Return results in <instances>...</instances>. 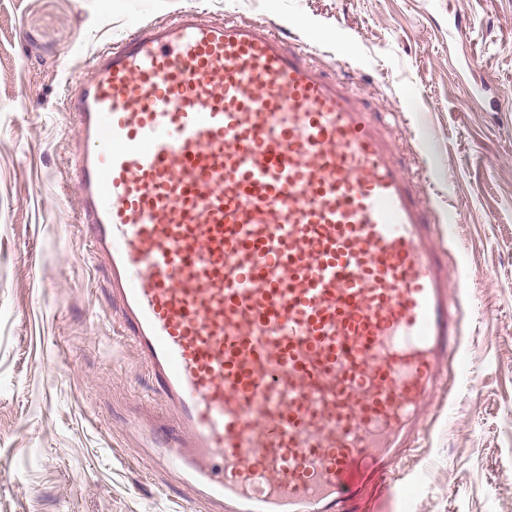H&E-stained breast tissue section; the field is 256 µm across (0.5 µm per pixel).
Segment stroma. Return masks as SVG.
I'll return each mask as SVG.
<instances>
[{
  "instance_id": "35a3bbf8",
  "label": "stroma",
  "mask_w": 512,
  "mask_h": 512,
  "mask_svg": "<svg viewBox=\"0 0 512 512\" xmlns=\"http://www.w3.org/2000/svg\"><path fill=\"white\" fill-rule=\"evenodd\" d=\"M198 5L270 24L360 84L395 159L446 212L442 258L468 280V370L447 363L449 404L396 464L418 488L353 512H512V0H0V512H211L146 467L164 402L112 329L62 110L65 76L95 51Z\"/></svg>"
}]
</instances>
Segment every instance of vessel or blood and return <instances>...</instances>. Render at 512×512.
Listing matches in <instances>:
<instances>
[{"label": "vessel or blood", "instance_id": "b4317fda", "mask_svg": "<svg viewBox=\"0 0 512 512\" xmlns=\"http://www.w3.org/2000/svg\"><path fill=\"white\" fill-rule=\"evenodd\" d=\"M64 111L160 463L221 512H347L459 356L429 205L358 93L274 29L183 9L96 51Z\"/></svg>", "mask_w": 512, "mask_h": 512}]
</instances>
